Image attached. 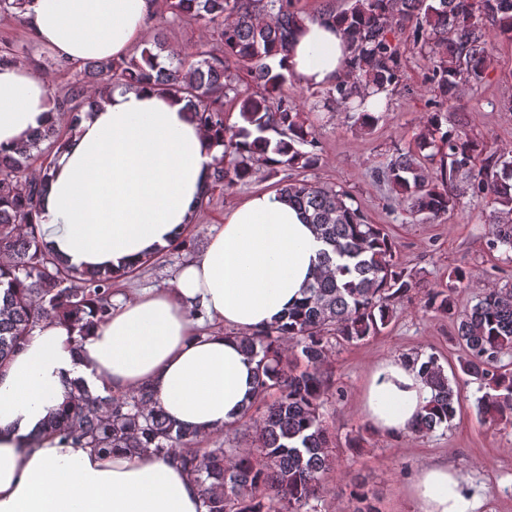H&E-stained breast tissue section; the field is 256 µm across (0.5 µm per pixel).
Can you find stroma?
Returning a JSON list of instances; mask_svg holds the SVG:
<instances>
[{
    "label": "stroma",
    "mask_w": 512,
    "mask_h": 512,
    "mask_svg": "<svg viewBox=\"0 0 512 512\" xmlns=\"http://www.w3.org/2000/svg\"><path fill=\"white\" fill-rule=\"evenodd\" d=\"M402 49V86L393 93L389 111L372 131L353 126L345 113L313 111L315 90L300 85L290 90L291 102L301 110L303 119L314 123L320 141L322 163L309 171V179L347 191L368 222L382 225L393 239L398 262L417 271L420 278L418 288L398 304L381 335L332 348V377L341 394L329 400L325 412L336 435L340 468L328 482L325 508L327 512H351L347 486L359 481L374 495L379 512H412L407 497L411 477L425 464L445 459L468 483L480 487L483 512H512V426H495L476 416L473 406L481 392L469 376L459 374L457 378L463 410L445 431L426 436L406 433L389 439L372 429L359 408L371 368L381 358L416 351L432 353L439 356L445 369L457 370L463 351L451 320L422 309L427 292L447 283L449 268L464 267L473 275L469 288L456 297L461 308L474 304L486 286L512 282V258L489 251L483 239V221L493 210L490 200L466 197L454 212L417 224L410 222L390 187L373 173L394 149L414 147L429 111L431 93L425 81L429 62L411 42H403ZM511 99L512 43L498 40L493 63L478 92L463 91L449 107L448 118L466 117L472 137L502 151L512 150V112L502 108ZM278 181V175L262 168L244 184L215 190L201 217L186 228L194 240V251L165 252L134 275L119 280L117 293L174 287L190 255L202 254L210 237L221 229L225 211L249 194L277 190ZM357 432L364 435L361 448L347 450V436Z\"/></svg>",
    "instance_id": "obj_1"
}]
</instances>
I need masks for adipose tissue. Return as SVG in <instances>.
<instances>
[{"instance_id":"obj_1","label":"adipose tissue","mask_w":512,"mask_h":512,"mask_svg":"<svg viewBox=\"0 0 512 512\" xmlns=\"http://www.w3.org/2000/svg\"><path fill=\"white\" fill-rule=\"evenodd\" d=\"M154 0H29L30 38L70 63L129 56L145 37ZM337 25L304 22L284 61L311 89L348 77ZM47 83L26 61L0 64V145L56 123ZM215 146L177 95L138 86L112 92L55 154L37 228L77 268L122 269L167 246L193 223ZM324 244L274 192L245 197L182 269L174 288L114 297L108 322L74 349L69 331L42 320L0 369V512H200L198 487L153 450L103 456L43 432L68 401L70 380L91 396L150 387L176 424L207 439L223 434L251 399L255 364L238 333L273 323L301 298ZM430 396L411 362L372 369L360 408L386 437L406 432ZM415 512H482L484 500L444 462L408 488Z\"/></svg>"}]
</instances>
